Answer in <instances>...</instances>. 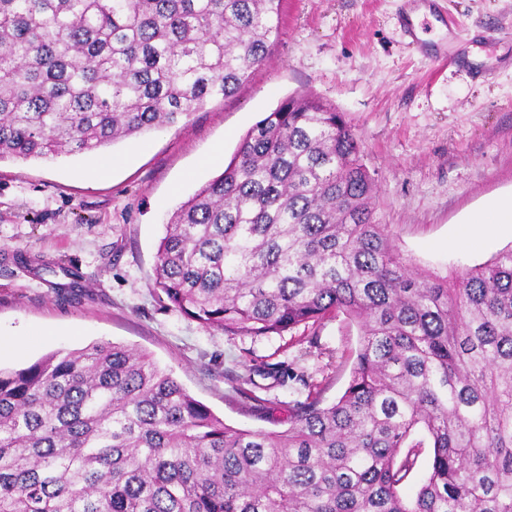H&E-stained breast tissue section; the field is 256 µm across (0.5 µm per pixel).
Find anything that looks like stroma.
<instances>
[{"label": "stroma", "mask_w": 512, "mask_h": 512, "mask_svg": "<svg viewBox=\"0 0 512 512\" xmlns=\"http://www.w3.org/2000/svg\"><path fill=\"white\" fill-rule=\"evenodd\" d=\"M442 6L444 19L407 0H283L268 62L229 98L96 152L0 161V367L109 341L148 353L236 428L278 430L255 412L258 398L334 402L359 346L355 323L338 312L279 335L202 326L162 302L158 245L246 132L300 93L359 136L377 217L413 266L449 277L512 247V224L488 245L469 222L512 194V0ZM19 250L36 264H18Z\"/></svg>", "instance_id": "1"}]
</instances>
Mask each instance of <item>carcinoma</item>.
Instances as JSON below:
<instances>
[{
  "mask_svg": "<svg viewBox=\"0 0 512 512\" xmlns=\"http://www.w3.org/2000/svg\"><path fill=\"white\" fill-rule=\"evenodd\" d=\"M282 2L0 0V160L92 152L230 97L268 59ZM375 194L342 113L289 96L158 247L154 288L204 327L356 323L336 401L243 430L124 344L0 368V512H512V248L421 272ZM432 455L430 448H425L418 456L414 468L401 485V493L405 498L415 497L417 490L430 469Z\"/></svg>",
  "mask_w": 512,
  "mask_h": 512,
  "instance_id": "carcinoma-1",
  "label": "carcinoma"
}]
</instances>
